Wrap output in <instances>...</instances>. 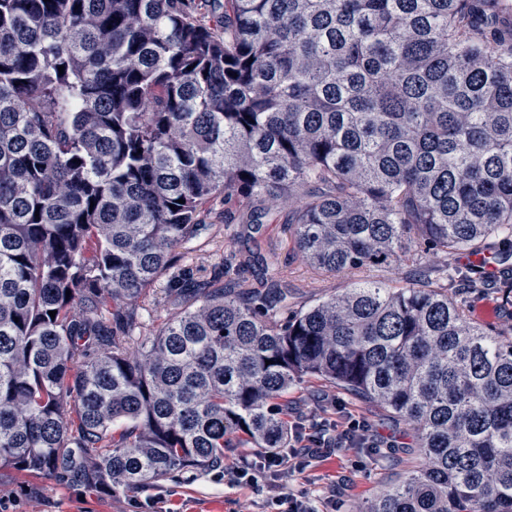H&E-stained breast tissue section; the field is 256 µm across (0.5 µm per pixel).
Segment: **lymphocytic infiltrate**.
Returning <instances> with one entry per match:
<instances>
[{
	"instance_id": "lymphocytic-infiltrate-1",
	"label": "lymphocytic infiltrate",
	"mask_w": 512,
	"mask_h": 512,
	"mask_svg": "<svg viewBox=\"0 0 512 512\" xmlns=\"http://www.w3.org/2000/svg\"><path fill=\"white\" fill-rule=\"evenodd\" d=\"M380 446L367 421L350 414L333 421L315 420L308 426L293 424L288 428L287 447L260 453L250 462H226L224 482L263 492L261 512H319L312 501L280 491L278 481L282 475L304 472L313 462L340 448H362L373 453Z\"/></svg>"
}]
</instances>
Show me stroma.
Listing matches in <instances>:
<instances>
[{"label":"stroma","mask_w":512,"mask_h":512,"mask_svg":"<svg viewBox=\"0 0 512 512\" xmlns=\"http://www.w3.org/2000/svg\"><path fill=\"white\" fill-rule=\"evenodd\" d=\"M289 221L287 212H273L260 233L252 236L239 212L225 211L219 200L206 205L202 230L180 248L174 267L155 283V298L163 299L167 289L201 268L210 276L227 271L249 286H257L254 269L242 263L250 251L289 266L297 306L311 305L345 288L349 276L317 275L301 258L291 257ZM324 395L340 399L348 412L365 418L388 447L365 461L354 449L336 452L304 474L287 478L284 489L316 501L332 494L338 512H362L367 500L419 464L415 432L383 409L313 378L303 379L289 390V423L304 421L315 409L317 397ZM256 499L251 491L225 485L220 469L184 470L112 497L96 493L66 474L30 475L0 469V502L7 504L8 512H153L157 506L163 512H256Z\"/></svg>","instance_id":"stroma-1"}]
</instances>
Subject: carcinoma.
Here are the masks:
<instances>
[{
    "mask_svg": "<svg viewBox=\"0 0 512 512\" xmlns=\"http://www.w3.org/2000/svg\"><path fill=\"white\" fill-rule=\"evenodd\" d=\"M219 198L254 233L290 211L314 270L404 285L296 308L252 253L262 288L199 277L144 333ZM491 239L512 246L501 0H0V469L118 495L221 468L288 447L316 377L415 431L424 464L362 512H512V340L431 264Z\"/></svg>",
    "mask_w": 512,
    "mask_h": 512,
    "instance_id": "1",
    "label": "carcinoma"
}]
</instances>
